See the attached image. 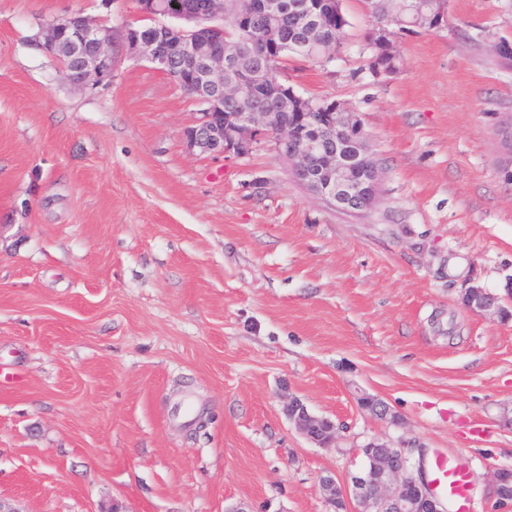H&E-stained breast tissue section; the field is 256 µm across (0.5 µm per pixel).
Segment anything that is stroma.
Wrapping results in <instances>:
<instances>
[{"mask_svg":"<svg viewBox=\"0 0 512 512\" xmlns=\"http://www.w3.org/2000/svg\"><path fill=\"white\" fill-rule=\"evenodd\" d=\"M330 61L289 57L302 96L357 112L384 173L353 216L296 183L268 143L188 151L195 105L114 41L111 82L74 86L38 47L82 13L120 32L132 0H0V498L17 512H327L378 438L442 455L495 512L512 465V0H450L447 27L399 35L371 67L373 22L343 0ZM290 392L340 423L319 448ZM404 419L363 412L360 393ZM470 295L463 299L464 307L472 314L510 317L509 310L499 304L498 299L488 295L481 287L473 286ZM495 499L496 512L512 511V468L489 464L484 476Z\"/></svg>","mask_w":512,"mask_h":512,"instance_id":"stroma-1","label":"stroma"}]
</instances>
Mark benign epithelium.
<instances>
[{"mask_svg":"<svg viewBox=\"0 0 512 512\" xmlns=\"http://www.w3.org/2000/svg\"><path fill=\"white\" fill-rule=\"evenodd\" d=\"M136 20L159 16L180 20L168 40L161 31L124 27L123 42L134 55L145 59L151 68L170 77L179 87H189L190 98L198 106L190 125L183 130L187 149L198 155L224 160L252 153L257 141L272 142L277 156L284 160L300 184L327 205L349 214L360 215L373 209L381 193L382 172L370 157L369 145L361 132L358 115L334 102L322 103V111H313L312 100L294 96L298 119L285 120L271 110L226 112L224 104L240 103L254 82L263 80L281 90L287 88L282 74L233 73L224 60V43L207 38V30H224L229 22L245 29L249 11L224 13V0H134ZM373 48L386 55L392 66L399 60L395 40L401 29L415 25L428 31L448 24L447 0H436L434 7L420 15L406 16L394 11H378ZM314 31L306 29V41L316 62L332 59L336 46L314 42ZM39 46L59 59L64 79L80 86L91 80L112 78V31L92 19L73 13L47 23L39 32ZM357 142V173L369 184L368 194L357 191L356 182L344 157L345 138ZM472 314L509 317L512 312L499 304L481 287H473L463 300ZM362 410L392 425L401 417L382 399L363 393L358 398ZM286 413L295 429L321 448L337 446L340 427L332 419L310 412L296 396H288ZM364 463L344 481L333 474L318 477L319 489L331 507L330 512H446L443 501L428 481L416 472L417 466L398 446L372 439L357 446ZM495 499L496 512H512V468L488 465L485 474Z\"/></svg>","mask_w":512,"mask_h":512,"instance_id":"1","label":"benign epithelium"}]
</instances>
